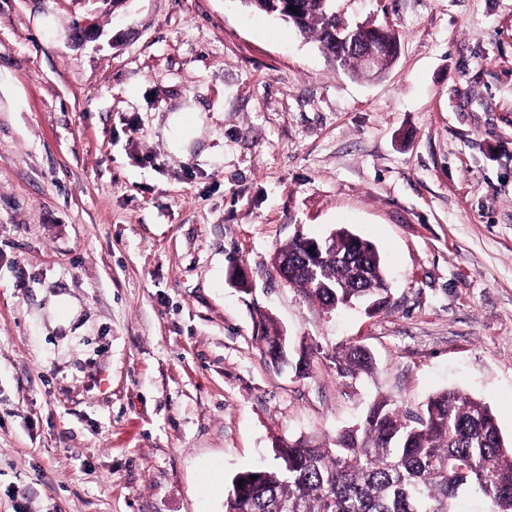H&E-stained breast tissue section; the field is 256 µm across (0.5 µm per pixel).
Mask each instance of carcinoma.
Segmentation results:
<instances>
[{
	"label": "carcinoma",
	"instance_id": "cac0c4a2",
	"mask_svg": "<svg viewBox=\"0 0 512 512\" xmlns=\"http://www.w3.org/2000/svg\"><path fill=\"white\" fill-rule=\"evenodd\" d=\"M241 2L314 38L336 69L365 72L362 55L333 36L341 21L333 0ZM356 39L373 53L379 74L394 63L395 31L367 28ZM328 237L327 258L316 268L303 236L278 250L288 256L286 281L329 311L374 300L384 308L389 289L380 253L364 249L345 227ZM280 340L275 326L264 336L275 364L285 362ZM338 365L354 377L371 371L374 358L366 348L349 345ZM272 451L275 466L232 477L224 512H456L454 501L468 490L482 495L490 512H512V445L505 444L487 403L454 389L432 395L419 412L378 398L362 421L332 441L278 438Z\"/></svg>",
	"mask_w": 512,
	"mask_h": 512
}]
</instances>
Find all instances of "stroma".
<instances>
[{
  "label": "stroma",
  "instance_id": "35a3bbf8",
  "mask_svg": "<svg viewBox=\"0 0 512 512\" xmlns=\"http://www.w3.org/2000/svg\"><path fill=\"white\" fill-rule=\"evenodd\" d=\"M334 4L397 32L384 76L240 0H0V512H224L275 439L382 396L458 389L512 441V0ZM339 225L382 255L379 313L272 266ZM353 344L371 375L338 373ZM191 117L192 113L189 111L179 112L170 116L167 134L174 147H182L186 141L191 140L195 136V124L187 123Z\"/></svg>",
  "mask_w": 512,
  "mask_h": 512
}]
</instances>
